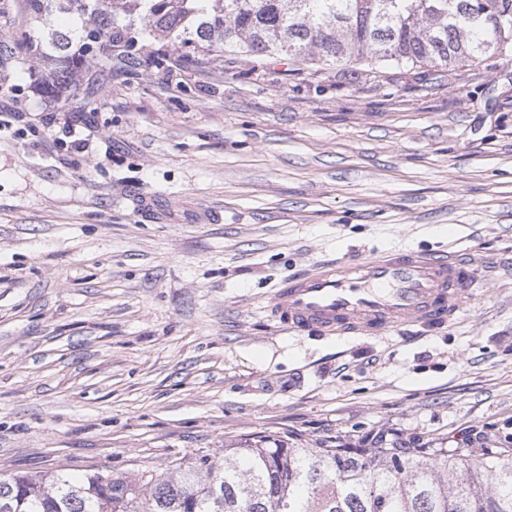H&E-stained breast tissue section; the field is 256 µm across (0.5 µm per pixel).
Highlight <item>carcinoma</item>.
<instances>
[{
  "label": "carcinoma",
  "instance_id": "1",
  "mask_svg": "<svg viewBox=\"0 0 512 512\" xmlns=\"http://www.w3.org/2000/svg\"><path fill=\"white\" fill-rule=\"evenodd\" d=\"M92 25L48 32L43 92L77 86L103 65L102 39L163 35L216 59L233 52L311 64L397 69L445 65L512 49V0H26ZM262 437L224 458L202 454L158 479L91 469L0 476V512H512V453L464 448H291Z\"/></svg>",
  "mask_w": 512,
  "mask_h": 512
}]
</instances>
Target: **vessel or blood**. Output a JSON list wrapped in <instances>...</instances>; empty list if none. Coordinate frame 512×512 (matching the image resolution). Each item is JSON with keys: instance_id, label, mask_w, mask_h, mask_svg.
<instances>
[{"instance_id": "b4317fda", "label": "vessel or blood", "mask_w": 512, "mask_h": 512, "mask_svg": "<svg viewBox=\"0 0 512 512\" xmlns=\"http://www.w3.org/2000/svg\"><path fill=\"white\" fill-rule=\"evenodd\" d=\"M476 265L456 252L397 250L323 261L281 281L271 303L280 327L325 336H379L445 324L477 300Z\"/></svg>"}]
</instances>
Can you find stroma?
Returning <instances> with one entry per match:
<instances>
[{
	"instance_id": "stroma-1",
	"label": "stroma",
	"mask_w": 512,
	"mask_h": 512,
	"mask_svg": "<svg viewBox=\"0 0 512 512\" xmlns=\"http://www.w3.org/2000/svg\"><path fill=\"white\" fill-rule=\"evenodd\" d=\"M73 26L0 0V473L163 477L260 435L512 451L511 51L352 75L159 67L150 37L81 112L22 47ZM406 247L475 257L479 300L405 337L272 320L281 280Z\"/></svg>"
}]
</instances>
